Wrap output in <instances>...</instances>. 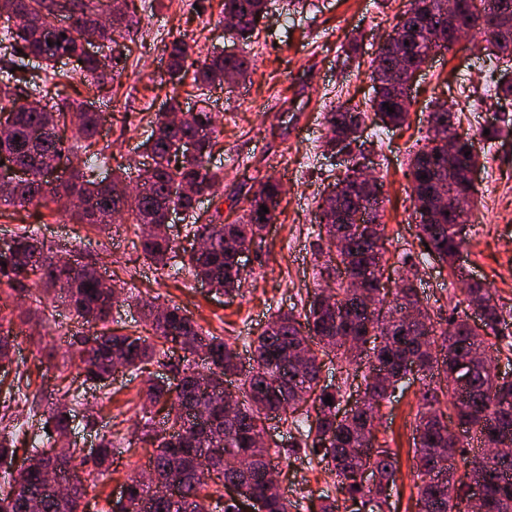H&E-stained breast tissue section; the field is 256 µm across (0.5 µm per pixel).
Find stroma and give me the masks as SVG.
Instances as JSON below:
<instances>
[{"label": "stroma", "instance_id": "35a3bbf8", "mask_svg": "<svg viewBox=\"0 0 512 512\" xmlns=\"http://www.w3.org/2000/svg\"><path fill=\"white\" fill-rule=\"evenodd\" d=\"M286 2L268 0L267 14L246 47L254 63L249 81L196 89L191 78L179 85L171 79L166 48L187 39L200 60L214 50L231 48L222 0H129L133 29L128 56L110 84V95L92 105L104 115L96 137L104 161L97 172L108 177L117 167L144 162L150 122L167 98L177 96L187 110L198 100L208 101L220 134L204 164L221 169L224 183L217 195L199 204L202 218L218 210L225 222H232L248 208L261 180L280 181L284 193L276 220L244 257L247 279L238 293H215L192 276L146 260L139 246L141 225L123 219L98 230L71 223L53 203L42 208L38 219L28 208L5 210L0 215V243L11 231L27 226L55 254L80 245L84 260L95 263L99 274L116 287L156 304L178 305L203 329L224 338L237 352H246L251 336L271 313L310 300L317 281L318 204L328 184L345 175L354 157L365 160L383 184L381 222L391 255L383 281L394 287L401 273L396 255L406 248L422 249L409 197L408 153L425 136V118L436 99L448 98L455 90L462 101L482 102L481 109L466 113L461 123L462 132L478 142L480 167L474 210L479 220L465 225L460 262L474 279L492 288L500 304L512 307V132L502 131L495 140L484 134L488 112L496 103L485 83V54L469 41L433 55L412 84L407 124L387 128L370 117L352 157L337 160L323 153V115L340 104L369 109L374 52L396 25L406 0H308L300 13L287 11ZM353 43L358 50L350 62L345 52ZM417 288L441 323L462 299L450 283L447 266L435 260L421 268ZM90 331L63 307L47 320L27 325L25 335L14 342L10 370L30 373L33 384L27 402L13 410L16 421H29L31 407L44 412L63 401L64 381L76 372L67 362L65 338ZM174 374L172 366L156 363L144 375L126 372L108 386L88 389L85 405L77 406L80 416L86 406L96 410L94 428L77 426L70 437L83 450L75 466L87 487L88 512H109L120 486L148 469L153 448L136 441L132 429L141 416V390L145 378L169 382ZM419 387V381L409 380L384 402L375 432L378 443L391 448L397 458L394 512H418L413 437ZM103 432L112 433L123 449L116 469L104 475L92 453ZM278 469L286 494L303 498L311 507H318L320 496L336 492L334 474L317 458H284Z\"/></svg>", "mask_w": 512, "mask_h": 512}]
</instances>
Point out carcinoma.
Returning a JSON list of instances; mask_svg holds the SVG:
<instances>
[{"instance_id":"carcinoma-1","label":"carcinoma","mask_w":512,"mask_h":512,"mask_svg":"<svg viewBox=\"0 0 512 512\" xmlns=\"http://www.w3.org/2000/svg\"><path fill=\"white\" fill-rule=\"evenodd\" d=\"M448 0H409L398 23L379 45L377 65L372 72L375 96L371 109L386 126H401L408 118L407 104L400 100L401 87L408 82L427 52L448 39L452 29L465 27L474 36H483L492 27L512 24V0H479L483 12L475 13L473 4L459 6L448 16ZM266 0H224L223 13L236 18L229 29L231 38L247 42L264 18ZM58 13H66L71 22L55 23ZM103 0H0V16L15 21L8 29L10 57L4 59L6 78L0 80V117L10 121L11 129L0 136V155L10 156L27 172V178L11 190L0 189V208L33 207L51 199L61 204L72 221L100 227L112 223L122 214L134 224H162L171 211L194 210L196 199L171 191L175 185L190 186L195 192L220 183V170L204 167L203 157L212 151L216 121L207 107L184 113V120L171 127L168 114L181 111L176 98L166 102L155 113L151 134L145 142L150 164L138 168L137 179L142 191L127 193V175L116 172L112 179H99L89 159L100 156L92 150L101 114L91 111L83 100H69L52 91L49 77L36 81L28 76L33 62L55 71L63 57L78 53L85 35L99 32L98 16L103 14ZM131 26L127 14L112 17L109 30L100 32L109 69L96 58H87L80 66L88 91L104 89L109 73H116L126 58V33ZM192 46L176 40L168 47L171 78L180 79L189 65L196 66L197 86L243 84L252 67L245 55L230 57L216 52L201 63L191 59ZM486 81L495 90L500 107L512 110V80L507 81L494 68ZM388 107H383V104ZM393 108L390 114L387 108ZM56 114L58 124L73 125L77 143L69 144L58 128L49 127V115ZM327 133L324 152L334 153L338 143L354 141L366 126V112L336 106L324 116ZM427 144L413 153L409 160L412 198L419 215L417 238L430 251L415 258L411 251L398 255L402 269L401 286L392 290L382 282L388 263L384 237L370 240L350 233L355 217L366 214L378 220L380 200L362 199L357 189V170L329 185L327 195L318 205V239L325 249L319 269L320 280L330 288L327 303L321 299L322 289L305 305L303 314L294 309L277 310L251 339L252 363L244 369L240 356L219 336L206 333L202 327L175 305L164 307L157 316L153 307L144 308L145 325L140 331L117 334L110 329L82 337L79 342L80 371L66 387L65 395L80 403L81 388L100 384L112 375L115 360L124 361L135 373L146 365L172 360L182 351L179 382L147 380L144 383L147 403L136 430L141 439L155 446L150 468L158 478L176 491L174 497H158L152 487L129 478V494L112 505V512H238L236 503L225 499L224 487L232 485L245 499L261 497L268 512H297L299 499L291 500L266 479L274 460L283 453L296 455L309 452L326 463L336 476L337 495L324 496L320 512H341L347 503L357 505L350 512H385L395 486L394 454L375 444L372 427L374 407L392 396L399 385L413 376L423 381L414 437L415 476L417 478L418 512H469L461 508L469 504L466 482L477 481L484 492L480 512H512V456H504L493 466L468 457L466 446L474 439L480 445L512 443V380L477 361L471 370L459 372L460 365L481 350L501 348L489 341L504 335L507 323L503 309L490 288L480 282H463L464 300L456 305L439 327L426 313L424 321L403 326L396 321L400 307L419 305L421 299L413 280L418 267L427 259L448 264L455 276L456 256L463 238L456 228L457 216L447 206L436 208L433 193L438 184L448 185L450 196L466 203L468 210L476 206L477 189L469 177L476 164L469 151L470 137L458 132L460 110L444 103L434 105L427 115ZM453 138V145L445 140ZM453 148L459 165L448 169V148ZM82 164H74L78 154ZM81 199L85 207H69L68 197ZM280 202V184L273 178L260 184L250 200L249 208L231 224L223 222L220 212L211 215L207 224H192L190 232L205 234L209 246L202 252L194 249L177 251L173 240L149 234L139 236L145 256L165 268L176 262L197 280L207 282L216 292L231 295L244 283V270L237 252L251 244L262 226L276 218ZM268 213L258 214L260 206ZM42 287L31 294L35 311L48 309L49 296L59 291L72 315L87 324H105L111 316L117 290L108 287L89 263L63 258L54 261L45 252L30 229L12 232L11 241L0 247V287L13 291L28 284ZM482 303V313L470 319V301ZM15 321L0 314V363H12L10 349L16 337ZM316 341L309 363L295 359V350L307 339ZM205 353L208 373L198 371L190 357ZM387 366L383 378L363 375L357 386L355 406L341 418L340 405L347 390L348 379L333 387L322 384L324 358L336 359L339 369L348 370L363 357ZM240 378L236 390L228 393L224 378ZM279 381L276 389L269 379ZM30 386L24 376L15 377L10 388L15 393L0 401V464L7 466L9 478L0 486V512H30L28 496L41 494L43 470L56 465L54 448L44 447L54 436L71 429L75 414L57 407L39 417L35 437H19L15 426L4 423L7 412L20 397V390ZM230 394L236 415L224 416V396ZM331 397L332 404L323 398ZM197 410L206 421L190 426V439H181L184 421L180 407ZM165 412L168 427L154 429V418ZM457 419L460 433L448 442L451 427L448 414ZM275 414L289 424L288 448L276 443L267 446L262 437L266 423ZM458 449L464 471L454 473L443 449ZM112 435L98 436L96 462L103 466L112 458ZM38 455L35 465L16 464L15 455ZM369 467L375 476L364 485L359 473ZM75 496L41 499V512H78L87 487L82 479L73 478Z\"/></svg>"}]
</instances>
